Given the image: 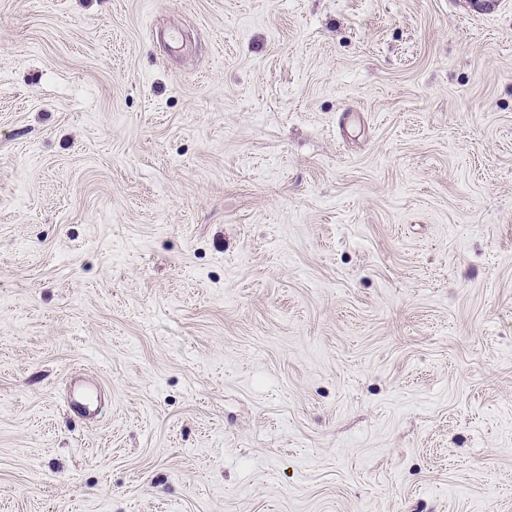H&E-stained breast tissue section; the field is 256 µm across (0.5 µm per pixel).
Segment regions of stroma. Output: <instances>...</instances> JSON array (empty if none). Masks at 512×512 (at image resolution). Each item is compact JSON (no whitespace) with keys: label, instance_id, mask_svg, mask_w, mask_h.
<instances>
[{"label":"stroma","instance_id":"stroma-1","mask_svg":"<svg viewBox=\"0 0 512 512\" xmlns=\"http://www.w3.org/2000/svg\"><path fill=\"white\" fill-rule=\"evenodd\" d=\"M0 512H512V0H0Z\"/></svg>","mask_w":512,"mask_h":512}]
</instances>
